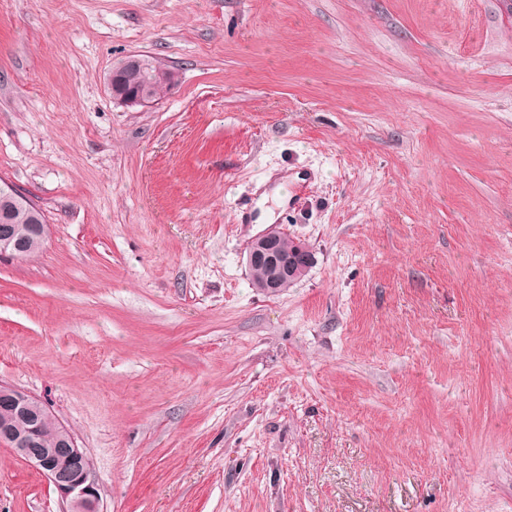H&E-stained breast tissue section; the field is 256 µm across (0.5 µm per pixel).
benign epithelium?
<instances>
[{"label": "benign epithelium", "mask_w": 512, "mask_h": 512, "mask_svg": "<svg viewBox=\"0 0 512 512\" xmlns=\"http://www.w3.org/2000/svg\"><path fill=\"white\" fill-rule=\"evenodd\" d=\"M178 72L160 66L147 54L133 55L112 69L108 89L112 101L128 107H147L156 101V90L163 85L171 89L177 85ZM29 202L27 195L11 186L0 185V258H11L18 251L44 242L48 225L34 224L27 235L16 234L7 224L14 202ZM312 260L309 246L270 229L252 239L247 249V265L263 270V278L256 283L265 294L280 292L295 275L301 260ZM7 403L10 416L0 421V444L39 470L58 493L66 512H100V493L92 475L89 458L78 447L67 429L60 432L55 446L46 448L40 435L46 406L38 398L14 386L0 383V401Z\"/></svg>", "instance_id": "1"}]
</instances>
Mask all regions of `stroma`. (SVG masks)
I'll return each mask as SVG.
<instances>
[{
    "label": "stroma",
    "mask_w": 512,
    "mask_h": 512,
    "mask_svg": "<svg viewBox=\"0 0 512 512\" xmlns=\"http://www.w3.org/2000/svg\"><path fill=\"white\" fill-rule=\"evenodd\" d=\"M146 53L148 107L107 78ZM313 250L258 291L243 205ZM0 382L102 512H512L504 0H0ZM0 512H63L0 446ZM131 71L136 73L137 81L126 84L120 73ZM178 77L176 70L160 66L150 55L137 54L113 67L108 89L117 104L128 108L147 107L156 101V90L160 85L170 90L177 85ZM24 201L31 204L27 195L11 186L0 185V258H12L16 252L34 247V242H45L48 235V225L33 224L28 235H16L11 224H16L20 231H24L27 224H32L33 213L25 205H19L13 214L9 216L11 224H7L8 215L14 201ZM26 252H18L13 258L26 259L37 253L41 248Z\"/></svg>",
    "instance_id": "stroma-1"
}]
</instances>
